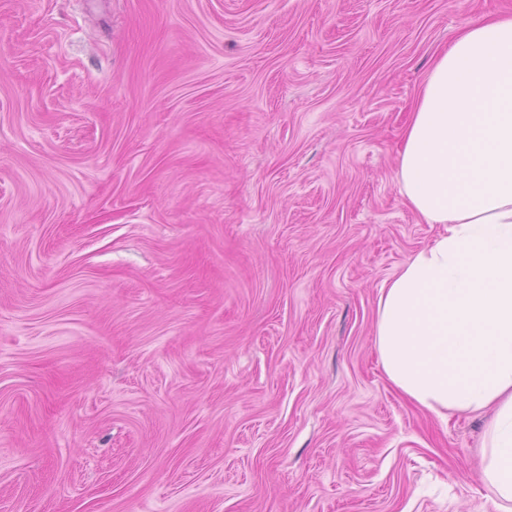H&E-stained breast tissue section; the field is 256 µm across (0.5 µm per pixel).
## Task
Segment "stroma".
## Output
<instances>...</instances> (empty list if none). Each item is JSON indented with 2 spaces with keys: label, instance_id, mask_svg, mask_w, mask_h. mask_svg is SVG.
<instances>
[{
  "label": "stroma",
  "instance_id": "stroma-1",
  "mask_svg": "<svg viewBox=\"0 0 512 512\" xmlns=\"http://www.w3.org/2000/svg\"><path fill=\"white\" fill-rule=\"evenodd\" d=\"M512 0H0V512H490L387 382L397 145Z\"/></svg>",
  "mask_w": 512,
  "mask_h": 512
}]
</instances>
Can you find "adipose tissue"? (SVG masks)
I'll use <instances>...</instances> for the list:
<instances>
[{
    "label": "adipose tissue",
    "instance_id": "ef3b65f1",
    "mask_svg": "<svg viewBox=\"0 0 512 512\" xmlns=\"http://www.w3.org/2000/svg\"><path fill=\"white\" fill-rule=\"evenodd\" d=\"M399 192L432 240L379 290L388 381L441 420L484 413L493 512H512V13L466 22L405 124Z\"/></svg>",
    "mask_w": 512,
    "mask_h": 512
}]
</instances>
